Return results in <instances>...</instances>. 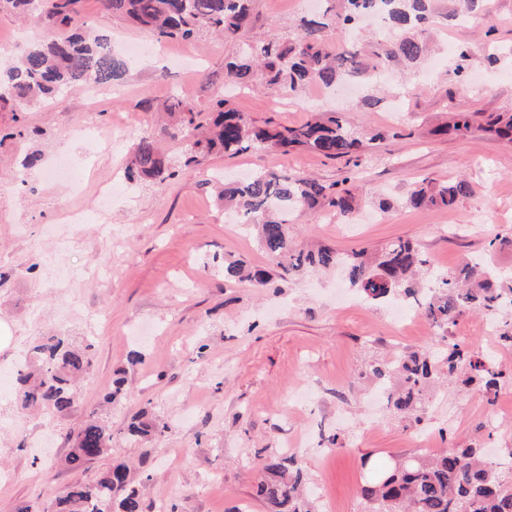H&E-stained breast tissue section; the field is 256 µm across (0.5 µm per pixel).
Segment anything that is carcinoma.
<instances>
[{
	"label": "carcinoma",
	"instance_id": "obj_1",
	"mask_svg": "<svg viewBox=\"0 0 512 512\" xmlns=\"http://www.w3.org/2000/svg\"><path fill=\"white\" fill-rule=\"evenodd\" d=\"M78 0H48L45 13L64 34L50 42L31 44L20 60L0 67V104L37 103L54 97L61 89L94 80L115 84L128 72L127 60L114 52L105 35L93 38L82 32ZM251 0H102L105 9L131 19L164 38L190 40L202 32L222 34L239 43L249 27ZM336 14V27L347 34L346 42L330 53L324 45L327 24L315 16L300 19L288 36L274 34L260 43H239L225 64V78L240 86L250 83L255 67L263 69L267 82L293 92L311 84L326 88L346 78L366 80L378 76L383 62L418 65L429 52L425 37L433 0H343ZM169 114L182 115L179 132L187 138L185 165L201 155L222 153L236 156L248 151L274 148L283 154L303 148L327 158H344L359 168L368 151L385 140L382 132L361 138L343 113L324 118L315 115L299 126H258L239 112L216 102L207 132L195 134L202 125L183 97L167 105ZM479 112L454 113L445 133L467 137ZM487 127L512 143V113L500 112L487 118ZM174 175L170 160L144 137L138 143L125 176L130 182L163 181ZM470 193L467 181H428L415 189L409 204L415 208H448ZM224 204L236 207L244 223L259 229L265 252L277 260L283 272L295 274L308 268L342 265L351 287L371 302L395 295L416 299L421 315L432 326L447 331L468 312H497L500 337L512 347V269H493L482 259L466 255L454 271L439 276L418 277L427 260L416 245L401 238L389 242L380 253L365 250L342 253L328 247L315 251L296 249L288 233V216L304 209L327 205L345 219L354 212L351 190H333L313 178L265 171L244 183L224 184ZM247 274L260 286L269 283L266 271L249 268L240 260L224 262V279ZM93 344L73 345L64 336H41L33 344L23 369L14 379L13 402L25 414L35 409L65 412L74 402V379L91 365ZM402 371L391 361H373L368 379L388 386L386 411L399 419L418 415L435 378L451 384L481 389L493 402L501 387L512 382V371L486 363L485 354L458 343L440 350L414 351L399 357ZM112 434L109 427L89 420L74 437L66 464L79 470L107 455ZM362 466L368 476L359 494L371 512H512V487L498 475L499 462L488 459L474 441L454 445L436 454H421L399 462ZM263 477L256 494L271 512H311L301 500L303 470L294 459L273 454L261 467ZM56 512H143L137 488L129 482V469L116 464L92 483L77 482L57 500Z\"/></svg>",
	"mask_w": 512,
	"mask_h": 512
}]
</instances>
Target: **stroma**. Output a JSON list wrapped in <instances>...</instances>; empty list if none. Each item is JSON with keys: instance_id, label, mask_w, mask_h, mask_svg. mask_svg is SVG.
Returning a JSON list of instances; mask_svg holds the SVG:
<instances>
[{"instance_id": "obj_1", "label": "stroma", "mask_w": 512, "mask_h": 512, "mask_svg": "<svg viewBox=\"0 0 512 512\" xmlns=\"http://www.w3.org/2000/svg\"><path fill=\"white\" fill-rule=\"evenodd\" d=\"M453 7V0H436L427 26L445 58L433 76L392 70L373 92L377 105L362 107L354 97H320L315 85L297 94L258 76L248 87L227 85L231 47L224 38L161 40L100 0H80L83 22L110 35L114 51L130 44L146 51L131 60L120 85L71 86L52 101L0 111V369L27 354L39 336L94 345L66 412L17 413L10 389L0 386V512H54L70 484L95 481L115 461L131 464L144 512L171 504L177 512H266L255 486L272 453L296 457L316 512H367L358 494L363 459L383 464L422 452L428 435L438 449L470 444L487 405L482 392L437 390L424 405L423 423L414 426L366 405L369 383L362 373L372 360L434 348L445 338L482 351L480 315L468 313L444 336L423 320L397 327L386 304L339 303L335 270L283 275L250 227L231 223L213 178L243 168L299 172L327 185L353 177L357 213L371 216V223L345 222L328 208L294 215L300 249L378 251L403 238L419 244L438 275L464 254L512 265L511 253L489 245L496 234L512 232V144L479 129L463 139L438 133L460 107L512 111V0H492L491 25L477 17L449 24ZM251 10L246 38L252 42L290 33L303 15L296 0H252ZM58 34L41 13L23 21L5 2L0 66L27 41ZM451 42L469 47L466 71L478 81L454 75L455 59L446 53ZM173 95L204 116L225 97L260 125L297 126L312 113L333 110L346 113L363 135L380 129L392 137L356 176L344 160L309 150L212 154L188 167L185 140L165 136L157 113ZM86 124L102 129V146L72 139V130ZM144 136L172 159L173 178L126 180L123 171ZM31 153L43 163L23 169ZM85 155L91 172L79 191L47 181L44 162ZM459 176L471 193L453 207L407 204L422 180ZM107 188L112 198L101 216L99 196ZM382 193L393 202L385 212L378 209ZM65 211L90 219L63 225ZM459 224L469 225L467 235L454 234ZM52 251L67 274L68 315L58 288L29 270ZM228 259L266 269L270 287L225 281ZM118 379L124 395L106 404ZM93 417L110 428L111 451L81 470L66 469L60 460L71 448L69 434ZM137 418L155 422L156 430L135 443L127 427ZM333 435L334 446L327 442Z\"/></svg>"}]
</instances>
